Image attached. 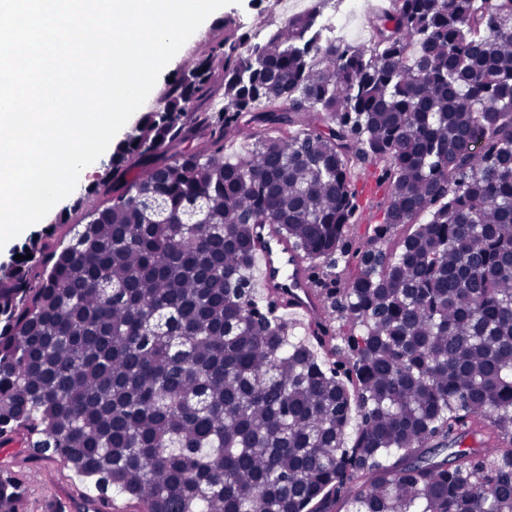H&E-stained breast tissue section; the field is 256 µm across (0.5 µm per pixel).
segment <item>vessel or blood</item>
Wrapping results in <instances>:
<instances>
[{
  "label": "vessel or blood",
  "instance_id": "obj_1",
  "mask_svg": "<svg viewBox=\"0 0 512 512\" xmlns=\"http://www.w3.org/2000/svg\"><path fill=\"white\" fill-rule=\"evenodd\" d=\"M260 261V286L268 303L303 316L308 333H323V303L311 270L288 240L268 225L256 227Z\"/></svg>",
  "mask_w": 512,
  "mask_h": 512
}]
</instances>
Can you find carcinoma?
<instances>
[{
    "instance_id": "cac0c4a2",
    "label": "carcinoma",
    "mask_w": 512,
    "mask_h": 512,
    "mask_svg": "<svg viewBox=\"0 0 512 512\" xmlns=\"http://www.w3.org/2000/svg\"><path fill=\"white\" fill-rule=\"evenodd\" d=\"M322 32L308 10L224 39L110 172L162 160L63 249L50 224L0 263L1 448L142 512H512V0H390L369 47ZM242 123L261 129L227 157ZM365 161L388 191L324 309L341 379L235 286L256 224L338 267ZM24 499L1 463L0 512Z\"/></svg>"
}]
</instances>
